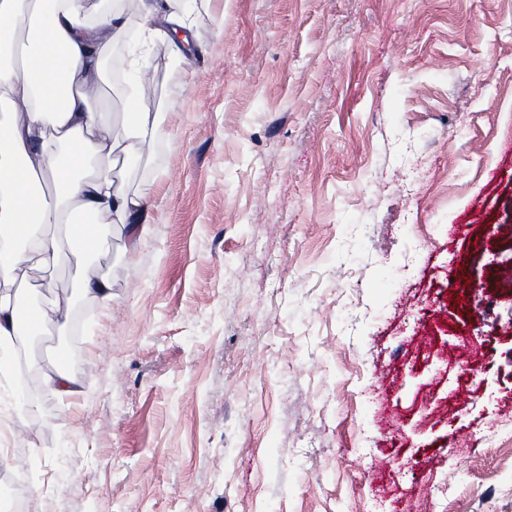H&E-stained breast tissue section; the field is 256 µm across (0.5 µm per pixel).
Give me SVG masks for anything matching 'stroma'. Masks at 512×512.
<instances>
[{
  "label": "stroma",
  "mask_w": 512,
  "mask_h": 512,
  "mask_svg": "<svg viewBox=\"0 0 512 512\" xmlns=\"http://www.w3.org/2000/svg\"><path fill=\"white\" fill-rule=\"evenodd\" d=\"M194 44L142 46L148 198L46 281L75 394L15 405L0 470L33 512H512V0H189ZM124 84L89 108L126 135ZM457 233H450L451 225ZM103 277L112 302L83 296ZM455 349L454 358L442 351Z\"/></svg>",
  "instance_id": "obj_1"
}]
</instances>
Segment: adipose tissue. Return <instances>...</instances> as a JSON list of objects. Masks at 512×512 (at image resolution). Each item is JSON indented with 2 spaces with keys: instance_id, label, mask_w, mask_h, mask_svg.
Instances as JSON below:
<instances>
[{
  "instance_id": "adipose-tissue-1",
  "label": "adipose tissue",
  "mask_w": 512,
  "mask_h": 512,
  "mask_svg": "<svg viewBox=\"0 0 512 512\" xmlns=\"http://www.w3.org/2000/svg\"><path fill=\"white\" fill-rule=\"evenodd\" d=\"M149 42L150 28L131 31L125 10L102 0H0V349L29 332L11 289L25 269L66 265L102 247V224L129 230L137 249L149 231L139 221L146 195L124 192L92 160L151 148L156 113L145 104L144 73L128 103L130 142L108 136L89 102L99 97L102 64L116 42Z\"/></svg>"
}]
</instances>
